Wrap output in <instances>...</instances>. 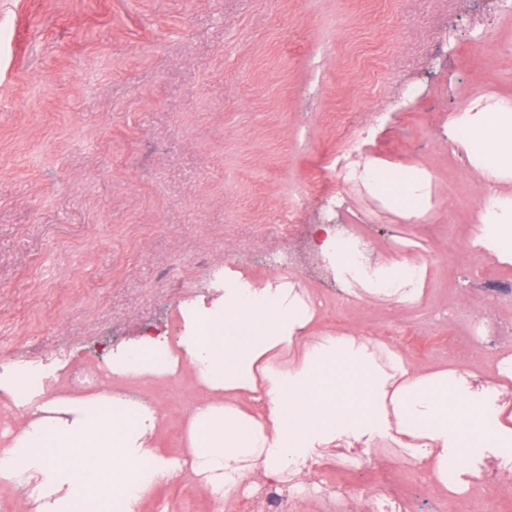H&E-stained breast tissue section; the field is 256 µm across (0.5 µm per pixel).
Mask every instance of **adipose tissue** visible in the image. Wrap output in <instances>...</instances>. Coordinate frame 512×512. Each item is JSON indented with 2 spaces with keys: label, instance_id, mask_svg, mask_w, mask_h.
<instances>
[{
  "label": "adipose tissue",
  "instance_id": "adipose-tissue-1",
  "mask_svg": "<svg viewBox=\"0 0 512 512\" xmlns=\"http://www.w3.org/2000/svg\"><path fill=\"white\" fill-rule=\"evenodd\" d=\"M478 150L470 162L491 191L472 229V243L512 264V112L474 104L456 119ZM362 183L406 217H420L426 179L417 170L369 159ZM315 250L335 264L357 300H418L425 267L405 257L373 263L335 227H315ZM315 317L293 283L224 272V303L196 310L178 344L144 340L112 364L121 377L164 378L179 366L204 394L188 425L189 459L167 457L152 436L160 413L123 394L69 399L64 415L34 402L33 374L19 373L7 394L24 409L20 434L0 447V479L25 485L34 512H111L120 495L135 512L153 486L184 471L208 476L217 501L228 502L256 469H288L312 449L370 451L380 442L408 449L444 481L450 462L470 448H512V415L499 382L479 383L466 371L421 370L384 355L363 336L306 335ZM494 422L493 438L483 429Z\"/></svg>",
  "mask_w": 512,
  "mask_h": 512
}]
</instances>
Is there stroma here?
Segmentation results:
<instances>
[{
	"instance_id": "1",
	"label": "stroma",
	"mask_w": 512,
	"mask_h": 512,
	"mask_svg": "<svg viewBox=\"0 0 512 512\" xmlns=\"http://www.w3.org/2000/svg\"><path fill=\"white\" fill-rule=\"evenodd\" d=\"M512 104V14L496 0H0V384L64 379L142 336L176 343L188 310L224 301V268L296 284L312 332H351L432 370L477 376L512 357V264L471 246L484 187L450 119ZM364 157L429 177L420 219L360 183L331 218L373 263L425 267L414 304L352 301L311 247L335 188L337 113ZM297 207L296 226L280 219ZM491 320L496 344L472 340ZM189 369L113 378L164 415L154 441L187 457ZM329 459L327 484L414 512H512V489L449 496L406 450ZM203 477L153 487L137 512H221ZM373 504V512H411L406 498L394 491L385 496L364 495Z\"/></svg>"
}]
</instances>
